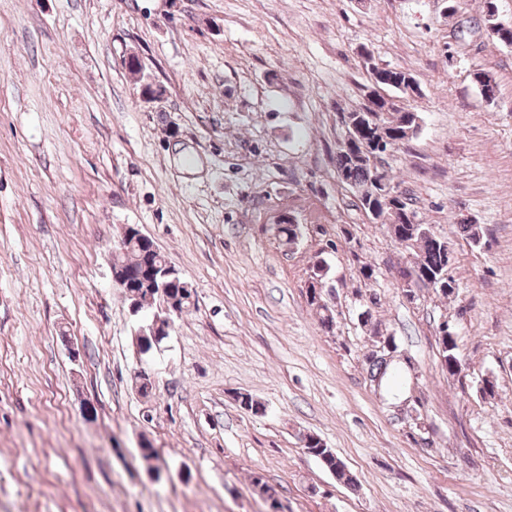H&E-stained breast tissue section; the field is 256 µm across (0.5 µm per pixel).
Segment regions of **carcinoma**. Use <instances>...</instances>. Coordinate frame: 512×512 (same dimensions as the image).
Here are the masks:
<instances>
[{"label": "carcinoma", "mask_w": 512, "mask_h": 512, "mask_svg": "<svg viewBox=\"0 0 512 512\" xmlns=\"http://www.w3.org/2000/svg\"><path fill=\"white\" fill-rule=\"evenodd\" d=\"M368 72L372 81L378 86L400 96L405 95L403 88L417 84L415 77L409 71L397 67H380L373 64L368 67ZM474 80L486 98L491 99L495 96L496 83L489 74L477 72L474 74ZM379 109L382 129L395 140V145L392 146V149L395 150L398 145L407 140L406 131L418 126L419 115L399 107L393 100L382 101ZM336 172L340 182L353 192L359 207L367 214L373 209L379 210V214L384 216L382 224L387 227L394 239L412 249V257L404 267L400 268L402 275L411 280V287L402 289L403 295L407 299L414 298L412 289L414 285H429L439 289L444 295L451 294L458 288L455 280L441 277V274L448 269V250H450L448 241L436 236L429 225L413 222L416 213L410 207L405 196L397 195L392 201V205L389 206L370 192V188L375 182L383 181L388 184L391 181L388 170L372 167L370 152H363L359 149L356 151L338 149ZM274 232L282 245L289 248L296 244L298 234L301 233V225L291 222L278 224L274 228ZM146 261L147 258L144 257L138 242L130 241L122 252L113 257L112 270L124 272L128 274L130 280L139 281L145 274ZM328 272L329 268L323 261L316 262L313 265L308 292L310 304L327 312L322 319V325L330 329L333 325V316L330 314V308L323 301L321 291L317 288V284L326 279ZM167 287L173 290V297L177 298L179 312H187L194 306L193 293L183 287L181 281H170L167 283ZM167 327L168 320L161 319L157 328L158 335L148 334L137 337L140 352L146 354L159 346L168 337V332L165 331ZM456 348L452 333L448 330L443 332L441 337L443 368L452 376L456 374L454 370L458 360ZM369 374L373 378L380 379L381 389L386 393L395 396L401 390L403 375L398 362L394 360L387 362L383 359L372 361L369 363ZM304 448L321 463L326 471L334 475L336 481L349 488L356 486V479L349 470L336 469L338 457L318 435H306Z\"/></svg>", "instance_id": "cac0c4a2"}]
</instances>
